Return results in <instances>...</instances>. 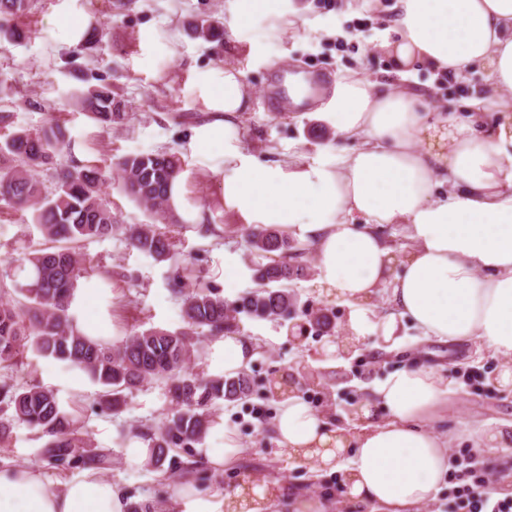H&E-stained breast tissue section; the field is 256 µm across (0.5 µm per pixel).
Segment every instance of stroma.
Segmentation results:
<instances>
[{"mask_svg": "<svg viewBox=\"0 0 512 512\" xmlns=\"http://www.w3.org/2000/svg\"><path fill=\"white\" fill-rule=\"evenodd\" d=\"M60 2L34 0L31 14L19 21L29 29L28 38L0 48V78L8 87L7 92H0V113L10 115L8 123H0V140L20 130L64 123L73 149L55 164L37 168L35 176L44 192L54 190L59 167L74 160L93 161L107 170L106 199L121 222L146 223L143 209L117 188L114 162L141 152H186L192 127L205 116L202 103L189 93L188 86L196 70L224 59L219 43L190 37L188 26L195 21L226 19L228 0H83L101 33L95 47L84 52L59 45L55 39L53 17ZM292 5L300 18L311 22L314 33H305L298 25L284 26L274 37L258 39L253 56L238 58L252 89L249 110L243 115L244 148L263 162L297 150L321 158L357 145L356 140L328 131L323 114L303 106L272 110L279 74L301 72L312 78L357 72L384 80L396 91L430 83L437 90L432 107L447 113L481 91L485 73L479 68L464 82L442 79L424 68L408 75L393 73L382 47L390 32L385 16L378 11H350L347 0H292ZM353 26L364 28V35H349ZM147 29L160 37L176 36L174 55L149 62L150 45L143 36ZM93 76L104 78L125 103L130 115L126 125L107 129L79 112L75 95L83 89L84 79ZM188 186L208 210L213 231L206 235L199 225H181L177 263L156 262L131 248L120 234L78 243L87 269L77 282L70 309L78 322L115 327L122 337L137 330L181 327L182 300L172 287L177 265L185 269L188 288H214L230 302L254 288L240 221L225 212L217 178L194 167ZM46 245L31 212L0 211V261ZM229 262L237 267L230 285L224 279V266ZM293 288L299 295L298 313L330 309L335 314L336 335H344L349 314L345 302L326 298L312 275L296 281ZM236 323L238 335L263 345L248 373L264 386L245 401L216 405L215 420L237 434L243 452L232 466L206 467L207 479L199 487L202 494L224 498L250 472L261 471L283 490L285 500L278 512H291L287 499L299 495L328 498L334 504L333 512H371L367 506H348L342 475L319 472L279 454L268 429L280 402L272 384L277 380L290 383L315 411L345 424L353 421L368 386L407 365L414 354L440 371L453 388L429 421V428L447 434L452 457H466L490 472L493 495H512V468L481 458L471 446L475 430L512 422V389L499 383L501 372L512 364L508 360L474 343L442 344L418 338L406 321L399 324V333L405 338L400 352H383L370 339L345 355L332 357L323 353L327 337L311 336L297 343L291 341L286 327L243 313L237 314ZM3 380L18 387L40 384L53 389L79 421L88 448L111 451L112 467L106 470V477L133 499L158 503L162 512H183L173 495L172 480L147 469L128 468L123 462L126 438L135 431L157 427L170 410L163 384L144 383L129 396L126 409L115 415L100 409L99 388L87 376L29 351L23 353L19 365L0 367ZM43 443L40 433L14 423L9 437L0 440V466L43 468L49 488L62 490L75 473L44 468L39 455Z\"/></svg>", "mask_w": 512, "mask_h": 512, "instance_id": "35a3bbf8", "label": "stroma"}]
</instances>
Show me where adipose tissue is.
<instances>
[{
  "instance_id": "obj_1",
  "label": "adipose tissue",
  "mask_w": 512,
  "mask_h": 512,
  "mask_svg": "<svg viewBox=\"0 0 512 512\" xmlns=\"http://www.w3.org/2000/svg\"><path fill=\"white\" fill-rule=\"evenodd\" d=\"M385 48L397 69L418 64L467 80L488 75L482 95L460 110H432L427 91L380 90L357 73L329 91L291 81L294 104L311 103L359 145L321 161L297 152L273 164L242 148L249 86L233 56L251 50L254 23L292 15L290 0H232L225 22L230 62L196 71L191 92L208 113L193 127L188 153L216 176L224 209L242 223L275 227L315 249L317 282L346 302V340L375 332L384 351L400 347L399 319L427 339L481 342L512 359V0H395ZM57 38L84 42L90 18L81 0H61ZM403 225L411 245L396 251L378 226ZM385 293L387 311L369 304ZM254 341L225 334L212 346L215 376L245 371ZM450 392L435 368L415 364L377 382L354 427L331 425L300 395H282L272 421L281 451L345 477L352 500L378 512H417L436 500L450 470L448 440L428 430ZM279 486L258 473L223 500L177 487L187 512H268ZM112 480L83 470L59 492L41 470L0 468V512H127Z\"/></svg>"
}]
</instances>
